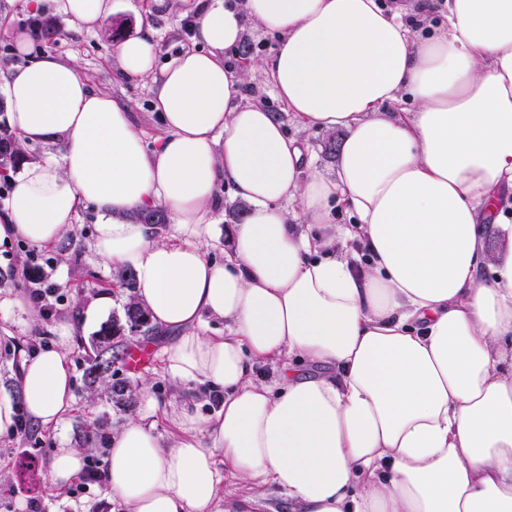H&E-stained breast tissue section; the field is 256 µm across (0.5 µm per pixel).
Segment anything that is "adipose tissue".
I'll return each mask as SVG.
<instances>
[{
	"label": "adipose tissue",
	"mask_w": 512,
	"mask_h": 512,
	"mask_svg": "<svg viewBox=\"0 0 512 512\" xmlns=\"http://www.w3.org/2000/svg\"><path fill=\"white\" fill-rule=\"evenodd\" d=\"M435 6L447 23L431 28ZM249 24L279 37L259 68L296 122L344 131L335 175L244 95L226 52ZM17 48L27 63L0 77L10 121L60 153L18 174L0 240L57 245L93 207V249L134 273L184 390L143 391L111 434L103 482L123 512H253L271 487L290 512H512V251L488 245L512 241V0H421L412 15L377 0H200L191 48L165 66L151 35L116 45L123 76L152 82L150 152L126 103L73 62ZM221 183L251 209L216 260ZM158 204L164 236L130 218ZM340 207L357 223H333ZM210 317L223 334H207ZM73 334L60 322L23 358L0 434L16 404L45 431L71 410Z\"/></svg>",
	"instance_id": "1"
}]
</instances>
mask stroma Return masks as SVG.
<instances>
[{"label":"stroma","mask_w":512,"mask_h":512,"mask_svg":"<svg viewBox=\"0 0 512 512\" xmlns=\"http://www.w3.org/2000/svg\"><path fill=\"white\" fill-rule=\"evenodd\" d=\"M147 2L123 0V10L109 17L102 26L87 30L73 27L64 15L56 12L53 0H42L36 9L31 8L29 0H0V70L5 72L24 63L25 56L18 52L15 36L27 34L33 52L49 51L73 60L95 90L128 103L137 126L147 138H154L159 132V122L152 105V84L147 80L130 81L122 76L112 32L120 30L125 37L151 33L158 50L157 63L165 65L191 43L183 23L193 18L196 0H181L175 11H156L149 15L144 12ZM40 18L55 23L54 39L47 41L37 35L36 21ZM244 93L249 100L278 114L288 136L306 142L315 171L324 175L334 173V148L341 144L343 132L302 130L285 111L261 72L249 75ZM218 197L219 208L214 221L221 233L206 249L207 255L216 259L231 251L228 230L240 223L248 210L247 204L234 198L227 188H220ZM97 222L96 213L87 209L80 212L74 234L57 246L37 247L20 238L0 245V271L22 269L30 258H37L42 274L54 285L58 295L48 315L38 309L30 314L0 309V395L18 398L22 354L53 345L58 321L68 318L75 324L68 349L73 370V406L56 431L46 432L35 427L25 441L13 434L0 438V512H22L30 496L39 498L46 512H121L120 506L108 499L102 487L95 484L84 487L75 482L60 491L53 487L50 474L53 450L60 446L82 445L87 454L104 458L106 440L112 429L136 411L135 406L119 405L108 396H91L83 377L87 360L94 353L91 344L94 334L113 319L123 318V299L131 294L130 289H123L122 301L101 313L93 323L82 320V309L100 294L111 292L115 281L114 269L90 247ZM163 344V338L155 334L122 330L112 339L114 349L125 353L146 345L155 356L135 372L128 370L125 360L115 361L113 380L126 382L135 389L140 384H149L161 397L178 396L176 383L162 371L156 356Z\"/></svg>","instance_id":"35a3bbf8"}]
</instances>
